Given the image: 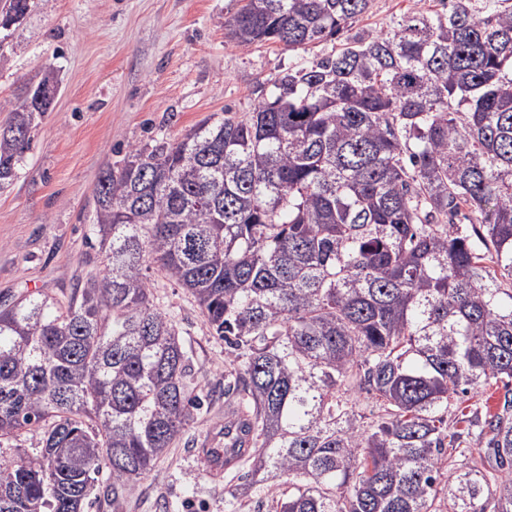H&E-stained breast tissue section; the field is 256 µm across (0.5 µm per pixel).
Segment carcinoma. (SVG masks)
<instances>
[{"instance_id":"carcinoma-1","label":"carcinoma","mask_w":512,"mask_h":512,"mask_svg":"<svg viewBox=\"0 0 512 512\" xmlns=\"http://www.w3.org/2000/svg\"><path fill=\"white\" fill-rule=\"evenodd\" d=\"M510 1L412 7L281 73L248 115L102 169L103 269L66 303L0 309V436L43 429L39 458L0 464V512H84L104 467L119 502L200 409L152 263L239 364L240 497L266 488L268 512H512ZM370 2L245 0L228 35L303 48ZM0 112L3 185L35 123L17 102ZM499 383L496 404L455 407L468 456L452 401Z\"/></svg>"}]
</instances>
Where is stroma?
Masks as SVG:
<instances>
[{"mask_svg":"<svg viewBox=\"0 0 512 512\" xmlns=\"http://www.w3.org/2000/svg\"><path fill=\"white\" fill-rule=\"evenodd\" d=\"M413 0H371L346 33L385 30ZM241 0H38L0 30V103L54 67L60 90L33 130L14 181L0 186V308L34 295L68 300L98 274L93 194L102 168L130 147L175 139L224 112L244 115L268 97L271 81L335 50L328 40L291 50L266 42L241 47L226 22ZM156 302L174 315L190 359L188 381L204 406L148 475L120 503L100 472L87 512H235L236 472L215 479L200 455L224 430V342L185 289L151 271Z\"/></svg>","mask_w":512,"mask_h":512,"instance_id":"1","label":"stroma"}]
</instances>
